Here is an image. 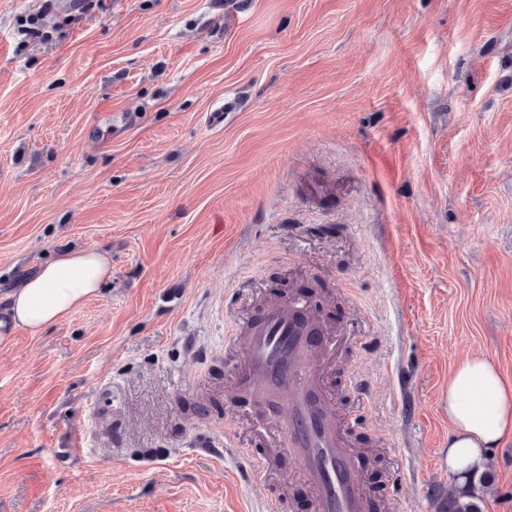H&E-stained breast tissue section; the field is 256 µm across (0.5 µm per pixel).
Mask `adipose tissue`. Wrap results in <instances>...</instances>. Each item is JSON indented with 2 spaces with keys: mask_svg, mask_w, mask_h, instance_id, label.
Listing matches in <instances>:
<instances>
[{
  "mask_svg": "<svg viewBox=\"0 0 512 512\" xmlns=\"http://www.w3.org/2000/svg\"><path fill=\"white\" fill-rule=\"evenodd\" d=\"M112 277L109 257L87 246L59 252L25 277L0 304V342L20 329L37 334L97 296ZM448 470L467 474L484 463L487 448L512 433V387L495 364L476 354L461 361L448 381Z\"/></svg>",
  "mask_w": 512,
  "mask_h": 512,
  "instance_id": "1",
  "label": "adipose tissue"
}]
</instances>
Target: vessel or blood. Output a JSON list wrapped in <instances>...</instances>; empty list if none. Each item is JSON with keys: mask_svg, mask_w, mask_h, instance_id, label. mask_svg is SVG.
<instances>
[{"mask_svg": "<svg viewBox=\"0 0 512 512\" xmlns=\"http://www.w3.org/2000/svg\"><path fill=\"white\" fill-rule=\"evenodd\" d=\"M241 340L245 364L236 389L261 398L258 415L278 432V447L310 487L316 512H365L364 485L347 429L320 367L336 347L312 306L296 297L255 311Z\"/></svg>", "mask_w": 512, "mask_h": 512, "instance_id": "b4317fda", "label": "vessel or blood"}]
</instances>
